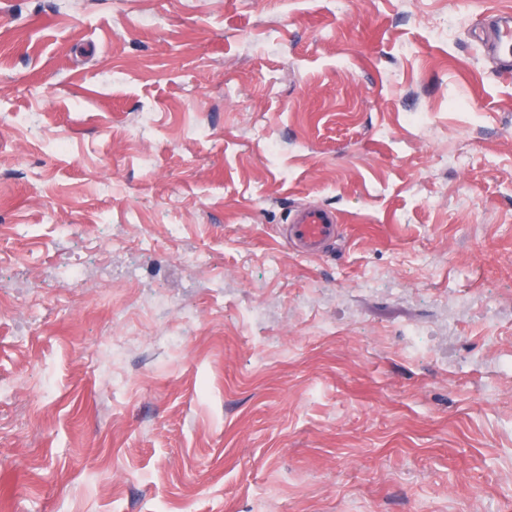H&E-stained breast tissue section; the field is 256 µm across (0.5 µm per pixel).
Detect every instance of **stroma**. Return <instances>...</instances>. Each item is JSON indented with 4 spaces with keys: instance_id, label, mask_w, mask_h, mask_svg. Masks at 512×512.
I'll return each mask as SVG.
<instances>
[{
    "instance_id": "stroma-1",
    "label": "stroma",
    "mask_w": 512,
    "mask_h": 512,
    "mask_svg": "<svg viewBox=\"0 0 512 512\" xmlns=\"http://www.w3.org/2000/svg\"><path fill=\"white\" fill-rule=\"evenodd\" d=\"M504 12L0 0V512H512ZM498 21L490 31L488 51L504 69H512V14L498 15ZM337 227L334 210L318 205L298 207L291 214L286 242L300 255H318L336 240Z\"/></svg>"
}]
</instances>
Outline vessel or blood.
I'll return each instance as SVG.
<instances>
[{
  "instance_id": "1",
  "label": "vessel or blood",
  "mask_w": 512,
  "mask_h": 512,
  "mask_svg": "<svg viewBox=\"0 0 512 512\" xmlns=\"http://www.w3.org/2000/svg\"><path fill=\"white\" fill-rule=\"evenodd\" d=\"M488 51L504 69H512V14L500 16L490 31ZM338 217L334 210L309 205L295 209L291 214L286 239L297 253L314 256L336 239Z\"/></svg>"
}]
</instances>
